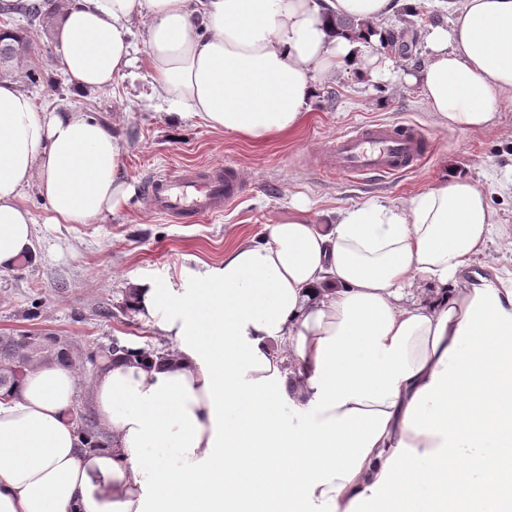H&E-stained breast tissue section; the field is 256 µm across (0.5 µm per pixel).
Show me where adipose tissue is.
Instances as JSON below:
<instances>
[{
    "mask_svg": "<svg viewBox=\"0 0 512 512\" xmlns=\"http://www.w3.org/2000/svg\"><path fill=\"white\" fill-rule=\"evenodd\" d=\"M431 0H53L76 91L136 80L159 111L252 141L296 128L323 77L393 76L376 54L396 6ZM414 75L435 121L487 129L512 99V0H432ZM356 18L367 30L336 28ZM145 23L143 46L132 23ZM125 143L69 107L0 82V270L33 254L24 190L47 223L90 224L133 195ZM294 201L261 241L176 285L134 284L175 354L111 362L91 402L112 447L81 448L80 380L42 365L0 399V512H512V287L463 277L496 222L452 175L405 203L313 224ZM418 296H410V289ZM175 449L166 464L148 449Z\"/></svg>",
    "mask_w": 512,
    "mask_h": 512,
    "instance_id": "ef3b65f1",
    "label": "adipose tissue"
}]
</instances>
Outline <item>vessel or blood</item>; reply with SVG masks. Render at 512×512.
Returning a JSON list of instances; mask_svg holds the SVG:
<instances>
[{
	"label": "vessel or blood",
	"instance_id": "obj_1",
	"mask_svg": "<svg viewBox=\"0 0 512 512\" xmlns=\"http://www.w3.org/2000/svg\"><path fill=\"white\" fill-rule=\"evenodd\" d=\"M426 155L427 138L421 128L372 123L336 135L326 158L336 174L371 179L413 171ZM241 183L238 168L228 163L155 177L146 184L145 191L161 214L193 222L234 203Z\"/></svg>",
	"mask_w": 512,
	"mask_h": 512
}]
</instances>
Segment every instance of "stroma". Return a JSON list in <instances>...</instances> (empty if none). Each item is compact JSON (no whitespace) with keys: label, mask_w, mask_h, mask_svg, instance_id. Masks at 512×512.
Listing matches in <instances>:
<instances>
[{"label":"stroma","mask_w":512,"mask_h":512,"mask_svg":"<svg viewBox=\"0 0 512 512\" xmlns=\"http://www.w3.org/2000/svg\"><path fill=\"white\" fill-rule=\"evenodd\" d=\"M27 50L11 78L29 91L39 107L71 104L113 126L126 143L125 175L135 193L114 214L91 224L47 223V204L36 187L24 203L36 220L35 261L0 271V334L40 331L72 338L92 347L119 337L137 344H159L158 336L137 314L109 318L100 308L118 305L133 281L150 277L160 285L176 282L192 259L223 262L226 250L260 239L266 224L288 213L293 197L312 204L310 217L325 224L338 209L368 200L399 204L436 186L452 174L471 178L484 191L498 219L486 251L469 269L492 277L512 274V195L490 180L492 171L512 168V101L500 102L490 128L462 132L434 122L420 87L403 77L407 58L393 54L399 76L360 85L347 72L322 84L324 92L306 110L298 127L265 142H250L208 128L197 120L173 124L154 109L150 78L139 66V79L114 86L73 92L29 86L26 70L59 72L53 37L35 27L26 34ZM368 121L411 123L427 134L432 152L419 169L383 180H356L325 174L324 151L336 134ZM227 162L238 166L242 188L238 200L220 214L200 222L169 219L151 206L147 181L163 173L209 168ZM36 316H29V309Z\"/></svg>","instance_id":"35a3bbf8"}]
</instances>
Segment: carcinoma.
Here are the masks:
<instances>
[{
  "label": "carcinoma",
  "mask_w": 512,
  "mask_h": 512,
  "mask_svg": "<svg viewBox=\"0 0 512 512\" xmlns=\"http://www.w3.org/2000/svg\"><path fill=\"white\" fill-rule=\"evenodd\" d=\"M0 15L22 17L29 25L49 26L52 13L45 10V0H0ZM26 52V40L19 38L0 47L5 54L0 63V72L12 73V64ZM172 355L167 348H158L150 344L136 347L127 341L118 344H98L86 349H78L68 338L56 344L40 339L28 345L19 336L0 335V391L14 393L26 372L53 362H64L76 369L80 376L90 371L96 375L105 369L106 363L115 357L145 363L153 358L165 359ZM83 427L76 428L78 437L85 447L108 448L112 445L113 435L109 429L101 426L93 417L83 416Z\"/></svg>",
  "instance_id": "cac0c4a2"
}]
</instances>
